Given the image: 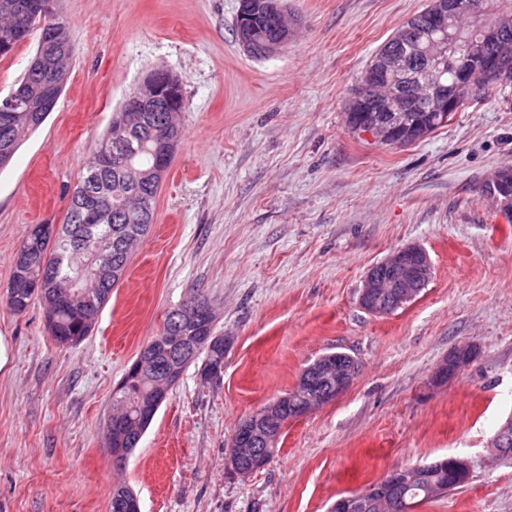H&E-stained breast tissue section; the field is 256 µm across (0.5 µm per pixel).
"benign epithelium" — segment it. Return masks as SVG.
<instances>
[{"label": "benign epithelium", "instance_id": "obj_1", "mask_svg": "<svg viewBox=\"0 0 512 512\" xmlns=\"http://www.w3.org/2000/svg\"><path fill=\"white\" fill-rule=\"evenodd\" d=\"M467 16L488 46L499 42L501 30L511 24L505 18L497 24L483 21L482 11L475 0H435L425 17L428 36L402 48H382L374 62L360 77L356 91L347 104L353 129L367 134L382 145L400 146L407 141L408 131L419 137L434 132L448 122V116L460 109V93L477 91L491 84L505 83L512 74V58L497 52H477L469 59H458L448 53V46L458 40L461 30L455 19ZM237 38L250 54L269 56L288 44L293 28L288 24L280 0H239ZM454 76L453 83L445 75ZM182 88L172 75L154 69L146 74L128 102L141 109L156 110L161 105L179 101ZM428 101L429 122L422 126L413 112V104ZM432 275L427 252L418 245H408L392 253L366 273L359 302L364 310L375 315L389 314L414 301L426 287ZM473 361L471 348L460 346L434 369L429 388L435 389L457 376ZM355 369L339 358L322 355L309 363L289 394L280 396L254 414V423L261 426L260 439L275 447L283 430V405L296 403L295 418L336 401L352 386ZM252 439L246 433L232 435L224 458L227 472L245 476L250 471L241 468L242 457L249 454L245 444ZM512 446V418L491 439L490 448L501 457ZM448 469L456 483L466 481L470 462L461 457L448 458ZM400 485L425 484L435 493L448 491V486L432 481L426 466L403 467L394 470ZM381 508L383 512H407L404 500L393 494L384 483L365 487L355 496L335 503L336 512H363Z\"/></svg>", "mask_w": 512, "mask_h": 512}]
</instances>
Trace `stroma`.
Listing matches in <instances>:
<instances>
[{
	"mask_svg": "<svg viewBox=\"0 0 512 512\" xmlns=\"http://www.w3.org/2000/svg\"><path fill=\"white\" fill-rule=\"evenodd\" d=\"M429 0H283L293 39L256 58L238 0H54L74 44L54 110L0 170V512H329L394 469L468 458L466 483L415 512H512V458L489 442L512 416V223L487 192L512 164V94L475 97L448 124L389 148L351 131L346 103L376 51ZM155 68L182 82L184 136L90 336L49 335L41 303L6 302L33 224L61 223L113 112ZM416 244L432 276L388 315L358 302L367 270ZM227 340L224 373L189 368L124 462L106 446L112 389L167 311L193 294ZM473 362L430 390L460 345ZM358 365L336 401L288 422L273 458L224 469L238 423L316 357Z\"/></svg>",
	"mask_w": 512,
	"mask_h": 512,
	"instance_id": "stroma-1",
	"label": "stroma"
}]
</instances>
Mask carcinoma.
Instances as JSON below:
<instances>
[{
    "mask_svg": "<svg viewBox=\"0 0 512 512\" xmlns=\"http://www.w3.org/2000/svg\"><path fill=\"white\" fill-rule=\"evenodd\" d=\"M21 0H0V44H18V27L24 19L15 5ZM57 26L53 40L37 44L35 54H56L53 72L40 76L29 65L14 88L29 106L27 112H0V168L7 166L23 140L45 121L43 103L55 84L65 85L72 56L69 27L49 10L36 17L27 34L43 33ZM480 33L466 28L453 50L466 57ZM143 112L125 105L113 113L107 132L93 148V156L108 157V164L89 165L70 193L66 217L61 224H35L26 229L14 256L6 301L21 314L36 300L45 309L48 331L62 346L83 342L95 328L112 289L127 269L132 249L148 235L154 224L156 196L183 133L180 113ZM202 314L191 321L170 310L159 333L142 346L112 391V413L122 418L120 427L105 422L106 446L131 452L151 424L153 416L142 404L154 398L160 387L167 390L180 381L186 368L199 361L198 375L205 382L224 373V345L207 347L204 336H215V313L205 298L193 295ZM132 491L123 485L112 489L110 512H123Z\"/></svg>",
    "mask_w": 512,
    "mask_h": 512,
    "instance_id": "1",
    "label": "carcinoma"
}]
</instances>
